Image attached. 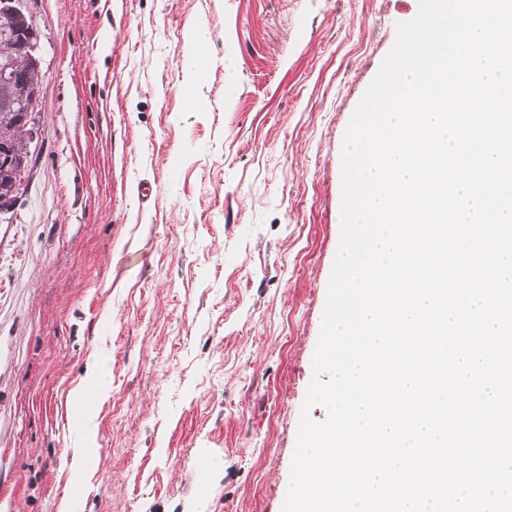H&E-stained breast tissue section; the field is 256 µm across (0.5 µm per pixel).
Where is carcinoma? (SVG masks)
I'll return each instance as SVG.
<instances>
[{
	"label": "carcinoma",
	"instance_id": "carcinoma-1",
	"mask_svg": "<svg viewBox=\"0 0 512 512\" xmlns=\"http://www.w3.org/2000/svg\"><path fill=\"white\" fill-rule=\"evenodd\" d=\"M18 27L15 14L0 3V60H10L27 76L23 84L0 82V148L9 147L18 152L24 147L26 128L18 112L11 111V105L30 93L34 84L41 83V72L16 49L12 35ZM14 177L9 170L0 169V201L9 200L16 204L19 197L13 194Z\"/></svg>",
	"mask_w": 512,
	"mask_h": 512
}]
</instances>
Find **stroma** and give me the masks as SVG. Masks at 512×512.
Here are the masks:
<instances>
[{"mask_svg": "<svg viewBox=\"0 0 512 512\" xmlns=\"http://www.w3.org/2000/svg\"><path fill=\"white\" fill-rule=\"evenodd\" d=\"M27 6L42 141L0 214V512H282L343 139L419 0ZM18 14L22 15L25 19V27L23 32L26 35L25 49L28 51L29 56L38 68H41V61L39 56V44L41 41V32L34 26L23 8H17L15 10Z\"/></svg>", "mask_w": 512, "mask_h": 512, "instance_id": "obj_1", "label": "stroma"}]
</instances>
